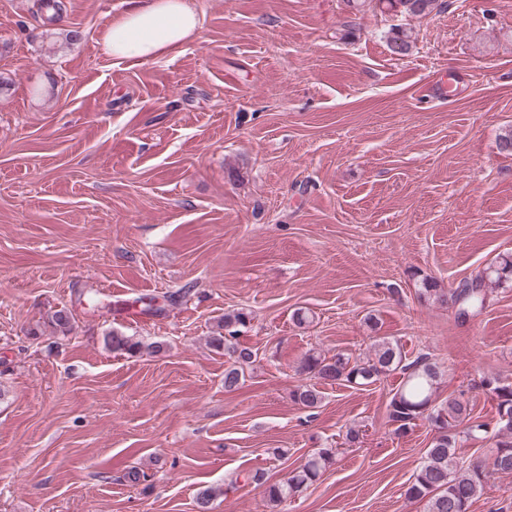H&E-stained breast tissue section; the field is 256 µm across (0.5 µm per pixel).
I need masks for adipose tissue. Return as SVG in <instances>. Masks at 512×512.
Instances as JSON below:
<instances>
[{
    "instance_id": "obj_1",
    "label": "adipose tissue",
    "mask_w": 512,
    "mask_h": 512,
    "mask_svg": "<svg viewBox=\"0 0 512 512\" xmlns=\"http://www.w3.org/2000/svg\"><path fill=\"white\" fill-rule=\"evenodd\" d=\"M198 27V16L187 0H138L114 19L102 47L116 60L155 61L181 51Z\"/></svg>"
}]
</instances>
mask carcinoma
<instances>
[{
  "label": "carcinoma",
  "instance_id": "carcinoma-1",
  "mask_svg": "<svg viewBox=\"0 0 512 512\" xmlns=\"http://www.w3.org/2000/svg\"><path fill=\"white\" fill-rule=\"evenodd\" d=\"M378 2L387 3L396 12L418 16L428 15L438 7V0ZM387 42L393 53L406 56L412 49L414 38L411 31L395 26L388 31ZM511 277L512 255L507 254L475 278L464 280L446 291L426 278L422 294L443 304L456 305L464 315L477 313L485 307V281L492 278L496 283H504ZM246 322L244 313H228L221 320L226 334L210 337V344L227 351L233 360V365L224 371V389L228 391L237 389L245 381L244 369L254 362L255 353L237 342L234 331ZM106 343L114 351L131 355L144 349L152 353L161 349L159 345L146 346L131 336L115 333L107 337ZM301 371L320 383L345 386H367L395 371L403 375L401 385L388 404L394 434L408 433L420 419L428 420L439 431L427 448L414 481L405 490L406 498L425 503V512H470L492 476L512 475L511 383L505 384L497 378L486 381L497 401V419L491 428L474 413L469 400L461 396L450 394L447 399L436 402L435 394L443 378L440 366L426 354L407 363L399 345L384 338L372 345L370 354L362 362H353L341 352L326 356L313 351L304 358ZM293 398L305 408H314L320 401V391L314 384L301 385L293 392ZM488 432L493 433L495 439L489 459L468 464L461 461L459 450L463 443ZM332 460L333 451L322 448L292 470L286 480L268 485L266 497L270 508H278L288 497L316 482Z\"/></svg>",
  "mask_w": 512,
  "mask_h": 512
}]
</instances>
